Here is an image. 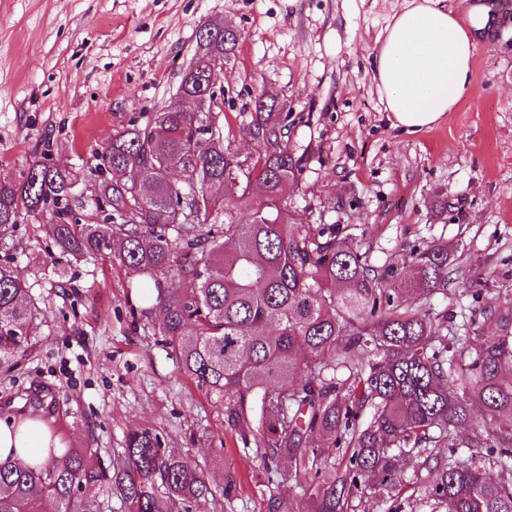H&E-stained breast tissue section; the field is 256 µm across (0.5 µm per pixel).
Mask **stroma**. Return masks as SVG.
I'll return each mask as SVG.
<instances>
[{"label": "stroma", "mask_w": 512, "mask_h": 512, "mask_svg": "<svg viewBox=\"0 0 512 512\" xmlns=\"http://www.w3.org/2000/svg\"><path fill=\"white\" fill-rule=\"evenodd\" d=\"M402 0H0V173L49 156L79 168L112 134L176 101L202 24L238 45L219 78L224 132L241 158L258 97L288 115L306 168L285 196L298 219L337 224L375 265L446 242L456 273L428 299L475 347L488 306L512 310V30L485 28L457 108L416 133L392 125L372 81L377 38ZM41 217L0 235L44 319L0 356V418H43L66 446L121 454L129 432L204 469L210 512H265L268 482L224 405L179 369L132 307L143 281L119 261L63 257ZM233 477L238 492L224 497Z\"/></svg>", "instance_id": "35a3bbf8"}]
</instances>
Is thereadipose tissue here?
Returning a JSON list of instances; mask_svg holds the SVG:
<instances>
[{
  "label": "adipose tissue",
  "instance_id": "obj_1",
  "mask_svg": "<svg viewBox=\"0 0 512 512\" xmlns=\"http://www.w3.org/2000/svg\"><path fill=\"white\" fill-rule=\"evenodd\" d=\"M378 39L372 79L394 124L415 133L454 111L469 84L474 34L490 20L477 8L463 24L446 0H405ZM58 435L39 417L0 419V462H44L61 447Z\"/></svg>",
  "mask_w": 512,
  "mask_h": 512
}]
</instances>
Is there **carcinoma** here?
<instances>
[{"label":"carcinoma","instance_id":"obj_1","mask_svg":"<svg viewBox=\"0 0 512 512\" xmlns=\"http://www.w3.org/2000/svg\"><path fill=\"white\" fill-rule=\"evenodd\" d=\"M237 44L228 28L211 27L182 74L178 95L208 111L171 103L94 155L89 173L135 168L142 182L100 181L103 222L69 204L80 173L45 158L0 174V232L47 213L62 255L113 257L148 280L141 315L162 311L154 329L182 371L224 401L267 480L279 476L307 495L306 511L273 494L267 512H356L362 488L400 485L404 457L427 471L422 487L435 512H512V314L489 308L496 333L471 352L460 348L448 319L411 298L447 289L448 246L376 266L340 226L297 221L283 191L299 180L303 158L271 120L277 105L255 102L259 149L246 168L221 113L209 111L215 63ZM229 195L234 211L224 209ZM169 279L178 287H166ZM38 319L22 272L0 265V354L26 348ZM466 353L470 372L458 377L454 360ZM461 428L470 429L466 441ZM313 437L320 447L308 446ZM336 448L346 449L343 469L329 461ZM460 448L476 452L460 460ZM96 452L51 448L39 466L0 463V512H99L93 492L104 486L124 512L206 509L203 472L157 435L130 433L107 464L92 461Z\"/></svg>","mask_w":512,"mask_h":512}]
</instances>
